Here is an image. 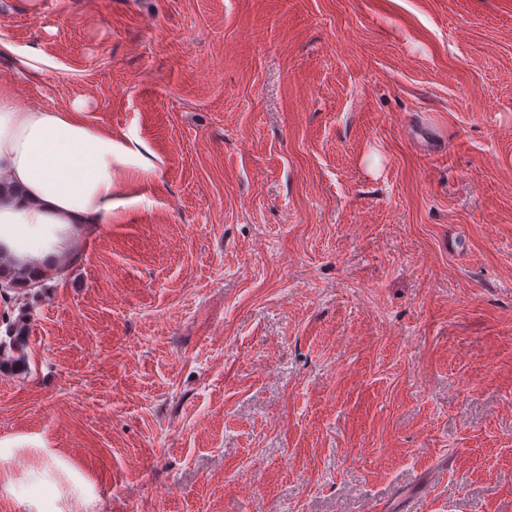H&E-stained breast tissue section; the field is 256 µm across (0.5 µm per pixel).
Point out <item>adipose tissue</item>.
<instances>
[{
  "instance_id": "ef3b65f1",
  "label": "adipose tissue",
  "mask_w": 512,
  "mask_h": 512,
  "mask_svg": "<svg viewBox=\"0 0 512 512\" xmlns=\"http://www.w3.org/2000/svg\"><path fill=\"white\" fill-rule=\"evenodd\" d=\"M84 106H22L0 83V259L38 281L79 251L78 233L112 221L115 165L137 167L111 132L87 122ZM58 478L25 496V512H88L95 497H72L79 473L43 448Z\"/></svg>"
}]
</instances>
